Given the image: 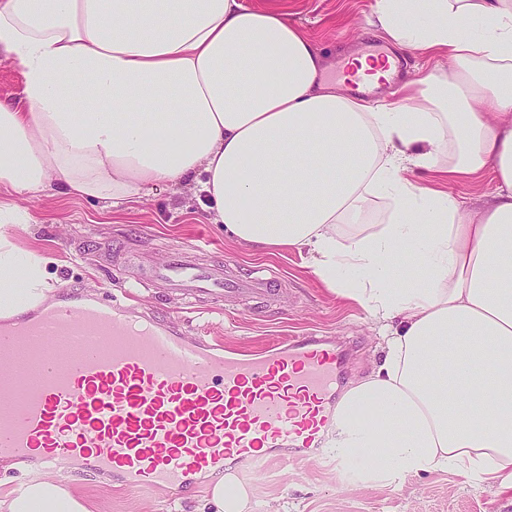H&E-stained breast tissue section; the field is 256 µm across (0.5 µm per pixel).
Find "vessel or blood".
Returning <instances> with one entry per match:
<instances>
[{
	"label": "vessel or blood",
	"instance_id": "1",
	"mask_svg": "<svg viewBox=\"0 0 512 512\" xmlns=\"http://www.w3.org/2000/svg\"><path fill=\"white\" fill-rule=\"evenodd\" d=\"M148 280L216 300L282 286L183 258ZM344 364L327 336L250 353L64 287L50 307L0 319V460L150 491L233 462L283 464L322 448Z\"/></svg>",
	"mask_w": 512,
	"mask_h": 512
}]
</instances>
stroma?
Wrapping results in <instances>:
<instances>
[{
	"label": "stroma",
	"instance_id": "35a3bbf8",
	"mask_svg": "<svg viewBox=\"0 0 512 512\" xmlns=\"http://www.w3.org/2000/svg\"><path fill=\"white\" fill-rule=\"evenodd\" d=\"M373 0H293V19L321 43L338 81L346 57L386 42L368 19ZM208 202L198 187H158L121 211L102 209L92 199L45 197L27 201L34 222L10 228L19 247L52 251L57 286L78 292L129 290L141 310L179 320L189 335L204 333L237 346L259 350L286 336L322 331L349 342L345 380L366 375L381 357V337L367 313L331 294L298 253L274 255L248 250L209 221ZM204 265H237L240 272L265 267L281 276L285 288L275 300H243L229 310L212 308L205 299L189 300L144 283L143 275L165 262L173 248ZM356 458L337 459L334 448L308 458L262 470L241 463L232 469L252 500L251 512H512V489L496 490L455 472L430 471L408 477L380 475L355 479ZM73 488L94 512H192L207 495V479L184 489L133 492L98 475L81 478Z\"/></svg>",
	"mask_w": 512,
	"mask_h": 512
}]
</instances>
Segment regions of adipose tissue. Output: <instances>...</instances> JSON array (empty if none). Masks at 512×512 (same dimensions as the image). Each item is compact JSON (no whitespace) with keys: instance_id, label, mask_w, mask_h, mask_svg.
I'll list each match as a JSON object with an SVG mask.
<instances>
[{"instance_id":"1","label":"adipose tissue","mask_w":512,"mask_h":512,"mask_svg":"<svg viewBox=\"0 0 512 512\" xmlns=\"http://www.w3.org/2000/svg\"><path fill=\"white\" fill-rule=\"evenodd\" d=\"M370 24L452 73L422 72L400 106L353 98L286 0H0V60L23 77L0 100V318L55 291V257L7 233L32 221L21 200L199 186L226 235L306 253L378 326L384 355L341 395L333 448L495 486L512 480V0H374ZM487 171L470 211L448 187ZM379 194L389 222L338 239ZM209 489L195 512H249L234 474ZM0 512L91 510L46 474Z\"/></svg>"}]
</instances>
